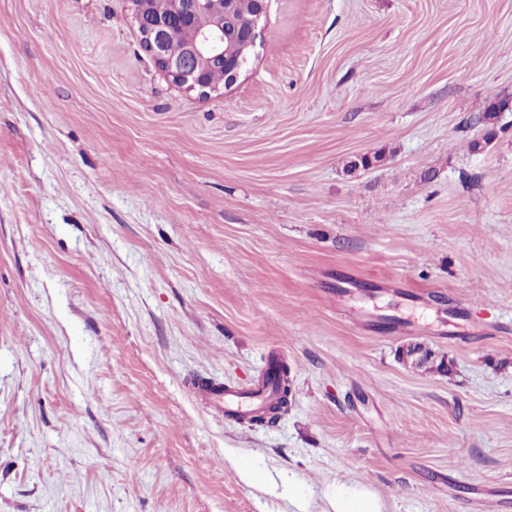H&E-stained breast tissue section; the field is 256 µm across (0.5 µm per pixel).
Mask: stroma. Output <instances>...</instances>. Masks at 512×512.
Masks as SVG:
<instances>
[{
  "label": "stroma",
  "mask_w": 512,
  "mask_h": 512,
  "mask_svg": "<svg viewBox=\"0 0 512 512\" xmlns=\"http://www.w3.org/2000/svg\"><path fill=\"white\" fill-rule=\"evenodd\" d=\"M502 98L512 0H269L205 98L127 0H0V512H325L344 477L385 512L512 500ZM272 361L275 424L195 393Z\"/></svg>",
  "instance_id": "1"
}]
</instances>
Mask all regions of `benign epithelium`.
<instances>
[{
    "label": "benign epithelium",
    "instance_id": "1",
    "mask_svg": "<svg viewBox=\"0 0 512 512\" xmlns=\"http://www.w3.org/2000/svg\"><path fill=\"white\" fill-rule=\"evenodd\" d=\"M165 8L144 24L146 0H128L129 9L140 31L144 51L157 68L176 86L207 95L209 64L221 61L226 68L225 86L235 84L244 71L247 55L253 52L257 28L266 13L267 0H256V10L246 15L240 0H164ZM190 30L184 52L175 57L165 44L175 26Z\"/></svg>",
    "mask_w": 512,
    "mask_h": 512
}]
</instances>
